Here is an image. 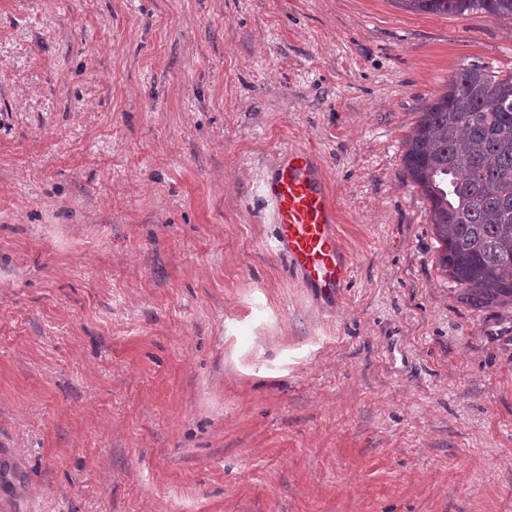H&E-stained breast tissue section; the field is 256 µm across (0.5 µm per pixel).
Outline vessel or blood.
Wrapping results in <instances>:
<instances>
[{
    "mask_svg": "<svg viewBox=\"0 0 512 512\" xmlns=\"http://www.w3.org/2000/svg\"><path fill=\"white\" fill-rule=\"evenodd\" d=\"M261 193L276 227L271 251L290 261L303 287L336 299L350 280L351 268L315 155L306 149L288 150Z\"/></svg>",
    "mask_w": 512,
    "mask_h": 512,
    "instance_id": "b4317fda",
    "label": "vessel or blood"
}]
</instances>
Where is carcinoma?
Segmentation results:
<instances>
[{"instance_id": "carcinoma-1", "label": "carcinoma", "mask_w": 512, "mask_h": 512, "mask_svg": "<svg viewBox=\"0 0 512 512\" xmlns=\"http://www.w3.org/2000/svg\"><path fill=\"white\" fill-rule=\"evenodd\" d=\"M407 10L512 19V0H392ZM407 179L430 205L437 264L477 312L512 310V70L458 68L404 140Z\"/></svg>"}]
</instances>
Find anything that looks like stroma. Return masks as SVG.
<instances>
[{
  "label": "stroma",
  "mask_w": 512,
  "mask_h": 512,
  "mask_svg": "<svg viewBox=\"0 0 512 512\" xmlns=\"http://www.w3.org/2000/svg\"><path fill=\"white\" fill-rule=\"evenodd\" d=\"M512 20L392 0H0V512H512V319L404 139ZM318 156L324 305L256 193Z\"/></svg>",
  "instance_id": "stroma-1"
}]
</instances>
